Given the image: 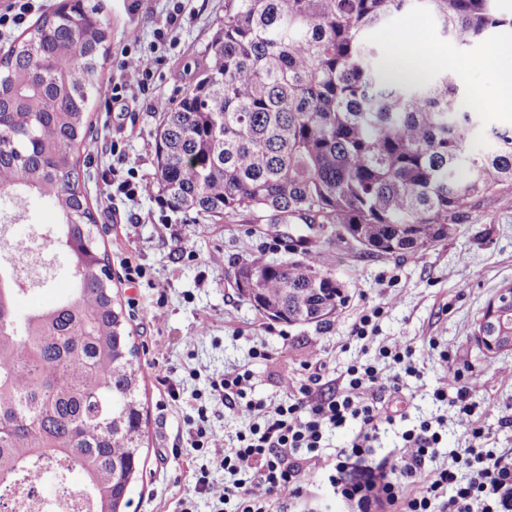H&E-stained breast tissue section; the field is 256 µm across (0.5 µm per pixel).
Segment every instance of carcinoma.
<instances>
[{"instance_id":"obj_1","label":"carcinoma","mask_w":512,"mask_h":512,"mask_svg":"<svg viewBox=\"0 0 512 512\" xmlns=\"http://www.w3.org/2000/svg\"><path fill=\"white\" fill-rule=\"evenodd\" d=\"M461 44L512 17L495 0H425ZM414 0H224L199 79L164 108L158 182L170 208L249 223L331 229L300 260L244 263L241 294L263 316L323 327L347 299L329 266L351 239L402 256L452 238L474 200L512 192V130L470 146L485 107L445 75L385 76L372 33ZM97 5L61 0L0 57V198L36 195L61 215L51 246L72 277L17 311L0 268V483L35 482L63 460L94 512H126L143 468L141 366L79 184L95 81L108 52Z\"/></svg>"}]
</instances>
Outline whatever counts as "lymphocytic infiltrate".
Wrapping results in <instances>:
<instances>
[{
  "instance_id": "lymphocytic-infiltrate-1",
  "label": "lymphocytic infiltrate",
  "mask_w": 512,
  "mask_h": 512,
  "mask_svg": "<svg viewBox=\"0 0 512 512\" xmlns=\"http://www.w3.org/2000/svg\"><path fill=\"white\" fill-rule=\"evenodd\" d=\"M139 44L138 32L130 31L119 79L111 87L113 101L148 81L150 68ZM378 355L390 360L392 373L356 361L348 366L341 390L326 393L315 371L295 392L273 403L253 398L251 370L211 380L207 394L195 396L192 446L218 461L224 479L216 481L208 469H200L195 493L212 501L215 512H291L318 477L353 512H512V448H488L490 436L476 416L479 375L447 369L432 393L434 402L454 410L469 437L467 447L450 451L447 463H437L445 427L438 415L407 427L387 465L376 463L372 443L379 426L396 420L381 395L398 392L403 376H420L421 349L400 337L379 347ZM214 403L245 419L234 447H225L223 434L208 425ZM351 422L358 430L350 443L325 461L320 454L325 439Z\"/></svg>"
}]
</instances>
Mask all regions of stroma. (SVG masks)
Instances as JSON below:
<instances>
[{"label":"stroma","instance_id":"stroma-1","mask_svg":"<svg viewBox=\"0 0 512 512\" xmlns=\"http://www.w3.org/2000/svg\"><path fill=\"white\" fill-rule=\"evenodd\" d=\"M109 31V52L102 58L96 80L117 79L118 53L130 30L140 34L143 50L154 53L152 76L145 88L134 89L120 103L100 93L91 110L89 137L99 151L80 166V186L96 221L100 248L112 269L119 298L139 348L144 406V477L133 493L130 512H180V503L200 468L212 478L224 473L212 459L191 446L195 402L192 394L206 390L210 378L246 365L254 372V398L275 401L306 380L311 352H321L325 380L338 381L355 359H370L377 347L397 337L422 344L430 336L448 347L422 353L421 377H404L401 392L391 395L392 409L418 415L430 412V395L446 367L483 380L479 394L482 423L491 448H512V382L499 371L512 367V351L486 354L476 339L477 323L500 288L512 284V193L485 203L474 201L457 237L404 256L368 253L346 243L336 244L332 270L349 296L329 326H292L261 315L239 292L234 270L246 262L286 261L288 233L294 225L252 224L247 217L210 220L171 209L163 192L128 198L118 184L129 171L153 181L158 161L155 134L163 106L175 105L183 91L196 83L199 67L224 24V0H95ZM184 20L167 41H157L174 5ZM423 21V38L447 49L449 61L436 73L454 76L464 88L481 85L485 94L494 79L512 69V30L494 31L488 39L462 46L446 35L425 5L395 16L374 36L377 65L389 73L401 36L414 21ZM502 52H492V45ZM119 154H112V145ZM27 218L13 224L12 235L32 246L43 226L56 223L50 204L37 196L25 201ZM221 264H211V256ZM142 267L137 282L126 278L128 266ZM383 307L373 342L362 343L351 330L363 308ZM161 307L163 322L151 317ZM264 345L269 359L251 357ZM287 357H279L281 346ZM179 399H172L170 389Z\"/></svg>","mask_w":512,"mask_h":512}]
</instances>
